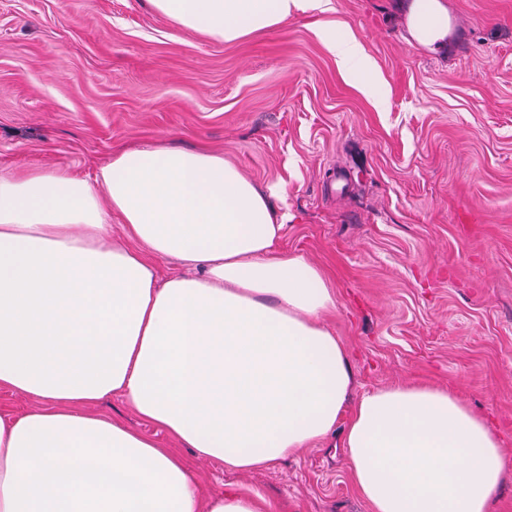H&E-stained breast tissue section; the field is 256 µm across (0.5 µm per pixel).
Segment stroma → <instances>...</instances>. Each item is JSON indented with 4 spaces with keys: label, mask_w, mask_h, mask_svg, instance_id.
I'll return each instance as SVG.
<instances>
[{
    "label": "stroma",
    "mask_w": 512,
    "mask_h": 512,
    "mask_svg": "<svg viewBox=\"0 0 512 512\" xmlns=\"http://www.w3.org/2000/svg\"><path fill=\"white\" fill-rule=\"evenodd\" d=\"M400 2L329 0L224 43L146 0H0V169L90 180L165 143L279 187L281 246L335 289L355 394L421 383L486 415L506 459L493 512H512V0H443L470 34L458 57L409 41ZM347 35L373 90L329 49ZM342 438L265 470L190 464L269 512H369Z\"/></svg>",
    "instance_id": "35a3bbf8"
}]
</instances>
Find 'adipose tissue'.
I'll use <instances>...</instances> for the list:
<instances>
[{
	"label": "adipose tissue",
	"mask_w": 512,
	"mask_h": 512,
	"mask_svg": "<svg viewBox=\"0 0 512 512\" xmlns=\"http://www.w3.org/2000/svg\"><path fill=\"white\" fill-rule=\"evenodd\" d=\"M148 3L232 42L318 0ZM409 16L413 37L443 45L438 0H415ZM277 195L222 154L165 145L122 150L91 181L0 170V388L38 402L0 412V512H267L256 492L205 495L183 449L249 472L326 440L342 419L370 512H492L500 433L445 388L354 396L348 353L324 323L335 292L281 249L289 216ZM159 258L184 273L160 280ZM114 395L172 447L96 413Z\"/></svg>",
	"instance_id": "1"
}]
</instances>
